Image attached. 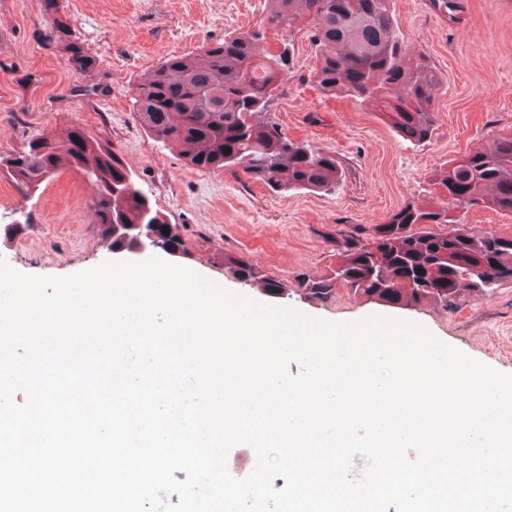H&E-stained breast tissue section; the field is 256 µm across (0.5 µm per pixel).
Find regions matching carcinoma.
I'll use <instances>...</instances> for the list:
<instances>
[{"label":"carcinoma","instance_id":"1","mask_svg":"<svg viewBox=\"0 0 512 512\" xmlns=\"http://www.w3.org/2000/svg\"><path fill=\"white\" fill-rule=\"evenodd\" d=\"M392 0H267L263 21L224 34L191 55H172L132 88L134 110L155 141L182 148L194 170L239 168L275 191L330 192L343 179L333 154L290 138L270 117L292 69L290 45L304 22L317 47L314 78L327 95L349 97L381 113L403 139L425 143L436 130L434 91L442 76L409 47ZM44 38L61 46L78 72L95 68L58 0H42ZM282 48L270 51L268 33ZM73 168L97 187L89 208L114 253L129 251L149 232L152 246L189 255L182 225L169 223L136 184L122 158L78 124L32 137L24 150L0 155V171L24 196L61 168ZM443 201L407 204L373 227L370 239L340 233L336 264L288 284L226 253L224 267L259 291L327 302L344 288L388 306L436 301L453 306L460 290L476 299L512 280V238L469 229L465 215L491 208L512 213V132L448 163L435 179ZM447 224L445 232L424 229Z\"/></svg>","mask_w":512,"mask_h":512}]
</instances>
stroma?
Segmentation results:
<instances>
[{
    "mask_svg": "<svg viewBox=\"0 0 512 512\" xmlns=\"http://www.w3.org/2000/svg\"><path fill=\"white\" fill-rule=\"evenodd\" d=\"M455 16L433 0H393L413 52L442 75L435 94L436 132L414 144L379 113L326 96L312 78L316 49L295 39L294 69L272 118L289 137L333 153L344 177L332 192L274 191L241 170L189 169L180 153L156 142L133 110L129 89L173 54H192L225 33L259 23L265 0H59L95 56L78 74L57 45L41 38V0H0V153L36 135L79 124L109 144L167 221L183 225L189 268L230 291L267 302L265 294L224 268L228 252L282 281L319 276L336 262L339 232L370 234L409 203L436 202L432 183L448 161L512 131V0H459ZM83 174L60 170L30 196L0 176V226L27 222L0 237V259L19 273L66 277L110 260L88 207ZM282 305L328 321L372 314L426 327L446 344L512 374V281L482 299L461 293L454 309L429 302L397 308L338 290L321 303L292 296Z\"/></svg>",
    "mask_w": 512,
    "mask_h": 512,
    "instance_id": "obj_1",
    "label": "stroma"
}]
</instances>
